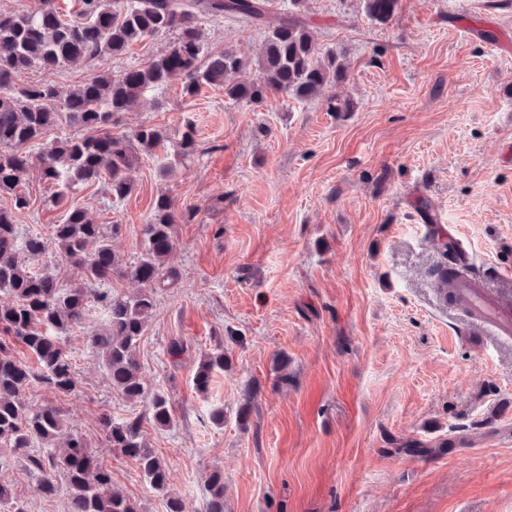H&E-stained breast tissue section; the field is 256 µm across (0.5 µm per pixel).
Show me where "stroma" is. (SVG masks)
<instances>
[{
	"mask_svg": "<svg viewBox=\"0 0 512 512\" xmlns=\"http://www.w3.org/2000/svg\"><path fill=\"white\" fill-rule=\"evenodd\" d=\"M303 17L318 49L343 53L341 86L250 106L219 87L190 98L175 81L122 116L121 129L165 136L139 154L125 200L103 182L59 200L38 169L25 178L22 233L51 238L80 207L92 223L119 225L112 248L125 263L143 249L157 196L194 211L173 228L178 285L156 292L137 348L149 388L172 402L173 426H155L113 390L87 341L102 322L94 306L65 340L78 392L37 385L26 400L61 405L141 512H166L169 494L205 512L215 470L224 512H512V339L478 329L430 278L432 233L452 226L485 289L512 290L494 274L512 266V50L500 45L512 0H399L386 25L364 0H306ZM199 25L214 51L252 58L264 41L263 27L243 20ZM332 95L350 110L328 111ZM188 126L197 151L183 157L176 143ZM219 343L230 366L196 392L195 369ZM216 409L223 425L211 421ZM106 413L141 417L169 472L166 494L113 451ZM397 439L443 448L398 455ZM38 480L21 459L0 470L27 512H68L67 493L40 497Z\"/></svg>",
	"mask_w": 512,
	"mask_h": 512,
	"instance_id": "stroma-1",
	"label": "stroma"
}]
</instances>
